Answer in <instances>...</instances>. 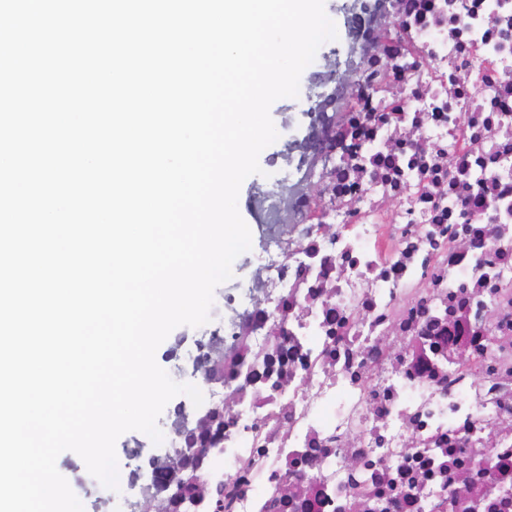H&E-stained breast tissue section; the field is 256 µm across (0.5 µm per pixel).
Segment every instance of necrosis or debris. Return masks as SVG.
<instances>
[{
	"label": "necrosis or debris",
	"instance_id": "4bbe7bcc",
	"mask_svg": "<svg viewBox=\"0 0 512 512\" xmlns=\"http://www.w3.org/2000/svg\"><path fill=\"white\" fill-rule=\"evenodd\" d=\"M397 2L389 40L348 12L319 142L285 119L248 200L199 512H512V0Z\"/></svg>",
	"mask_w": 512,
	"mask_h": 512
}]
</instances>
